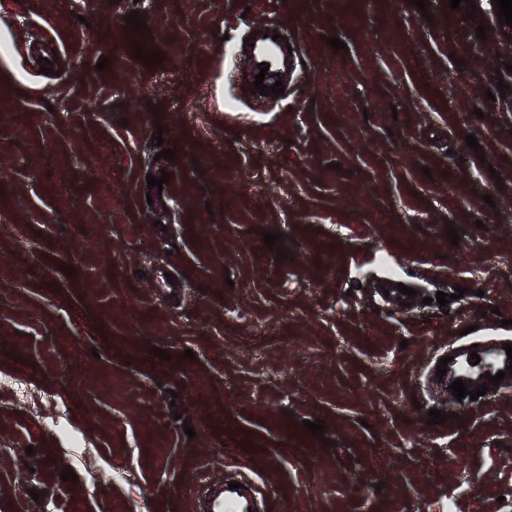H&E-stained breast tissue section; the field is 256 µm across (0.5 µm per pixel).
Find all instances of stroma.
<instances>
[{
  "label": "stroma",
  "mask_w": 512,
  "mask_h": 512,
  "mask_svg": "<svg viewBox=\"0 0 512 512\" xmlns=\"http://www.w3.org/2000/svg\"><path fill=\"white\" fill-rule=\"evenodd\" d=\"M427 2L0 0V512L234 471L268 512H512V386L434 378L512 320V27ZM135 11L161 62L113 42ZM267 23L304 63L259 105L224 49Z\"/></svg>",
  "instance_id": "stroma-1"
}]
</instances>
